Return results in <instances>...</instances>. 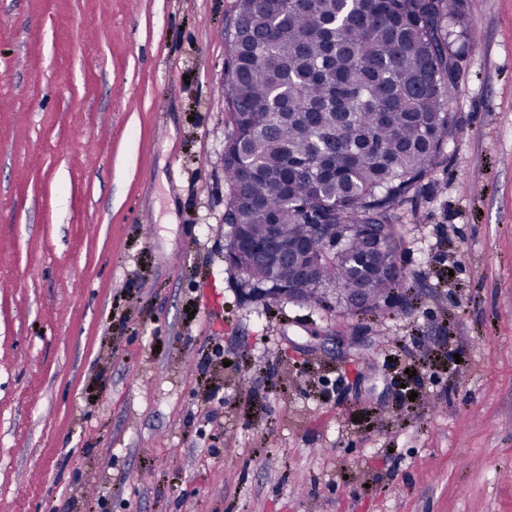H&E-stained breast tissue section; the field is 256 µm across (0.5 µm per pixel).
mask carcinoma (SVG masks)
<instances>
[{"label":"carcinoma","instance_id":"1","mask_svg":"<svg viewBox=\"0 0 512 512\" xmlns=\"http://www.w3.org/2000/svg\"><path fill=\"white\" fill-rule=\"evenodd\" d=\"M236 14L224 33L233 223L254 238L276 224L290 242L319 236L320 224H393L456 130L448 26L468 30L464 0H237ZM336 238L341 249L303 301L325 302L328 284L365 285L376 302L408 292L388 261L391 236ZM279 277L252 266L241 287L271 289Z\"/></svg>","mask_w":512,"mask_h":512}]
</instances>
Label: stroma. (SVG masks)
<instances>
[{
    "label": "stroma",
    "mask_w": 512,
    "mask_h": 512,
    "mask_svg": "<svg viewBox=\"0 0 512 512\" xmlns=\"http://www.w3.org/2000/svg\"><path fill=\"white\" fill-rule=\"evenodd\" d=\"M398 211L417 297L246 302L235 0H0V512H512V0Z\"/></svg>",
    "instance_id": "stroma-1"
}]
</instances>
